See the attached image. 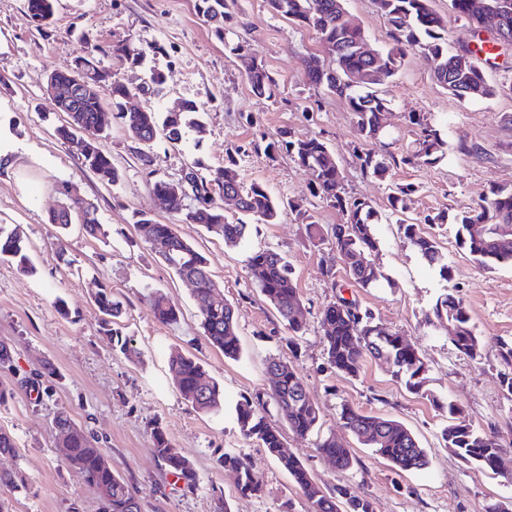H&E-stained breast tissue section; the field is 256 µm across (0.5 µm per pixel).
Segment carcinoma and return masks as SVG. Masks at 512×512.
Segmentation results:
<instances>
[{
  "label": "carcinoma",
  "instance_id": "cac0c4a2",
  "mask_svg": "<svg viewBox=\"0 0 512 512\" xmlns=\"http://www.w3.org/2000/svg\"><path fill=\"white\" fill-rule=\"evenodd\" d=\"M55 0H26L30 17L37 26H47L54 15ZM235 0H195V9L211 26L214 36L240 61L253 94L271 100L277 96L278 84L268 69L250 56L243 41L229 43L226 31L234 19ZM345 0H267L270 9L300 27L314 30L320 37L323 55L304 60L308 82L345 99L356 125L358 135L365 141L381 140L384 132V113L389 110L382 86L397 74L407 52L417 50L432 64L434 80L460 99L488 98L496 88L488 83L483 70L474 60L461 64L459 52L448 49L447 22L431 7L432 0H375L378 11L392 27L394 46L379 53L377 58L359 52L357 40L364 37L359 25L353 24L345 8ZM457 17L472 24L482 25L490 12L505 13L504 27L512 36V0H450ZM162 52L157 44L140 47L132 40L108 45L101 49L134 64H140L146 51ZM78 82L81 92L69 91L70 84ZM107 84L112 91L115 118L126 129L129 137L142 145L138 157L142 165L152 169L160 156L154 150L163 138L176 146L183 142L186 129L201 131L200 106L185 101L176 108L161 111L154 107L126 110L122 101L130 95L152 98L159 95L163 76L152 69L137 86L124 82L117 74L103 69L92 58L78 56L72 67L55 70L47 77L46 89L53 96L58 111L67 116L66 123L56 128L57 138L68 144L80 143L78 152L82 163L98 178L112 185L120 182V172L112 163V156L102 148L104 128L101 114L104 104L99 88ZM415 126L413 146L401 156L403 164L433 167L448 155V141L438 129L421 114L409 115ZM253 150L269 158L280 154L290 156L309 176L308 191L328 206L336 209L342 222L331 227V250L357 288H372L385 275L372 255L379 249L374 225L379 217L369 202L349 196L343 188V173L327 145L317 137L292 140L286 133L263 144H253ZM239 149L226 152L224 166L202 169L194 161L187 165L195 183L191 194L177 192L171 180L158 179L150 184L153 193L167 199V210L184 224H199L224 238L227 244H238L248 234L249 226L276 224L284 210L296 213L306 225L312 245L324 241L322 226L308 211L297 209L294 202L283 203L271 195L261 182L241 181L238 174ZM361 165L378 180H387L389 166L370 153L359 157ZM64 196V207L51 222L66 229L73 224L82 227L91 237L105 234L96 206L85 200L71 198L70 185L58 186ZM415 192L411 185L391 190L388 201L391 214L396 216L405 242L430 265H440V273H448V265L441 263V251L436 234L421 228L423 224L457 225L456 240L471 257L488 271L503 264L512 265V189L493 187L477 207L448 217L443 213L427 214L411 222L404 218L408 201ZM231 194L238 198V217H228L217 199ZM137 229L151 249L180 277L193 279L194 301L201 320L204 336L209 344L237 359L240 343L233 304L224 299L223 291L212 278L208 259L191 243L182 238L173 224H159L145 216L136 221ZM6 260L25 274L35 272L28 248L18 230L9 232L0 226V261ZM252 284L288 326V346H297L298 338L306 333V324L293 313L301 306L292 268L277 249L266 247L251 253L247 263ZM155 317L164 324H174L180 318L179 307L162 291L147 294ZM94 302L102 314V332L116 341L119 351L130 356L136 353L132 341L121 338L113 328L124 313L123 302L108 288L100 289ZM434 322L451 327L448 341L460 353L476 357L483 349V338L476 335L470 316L461 298L447 293L438 298L433 309ZM323 353L330 366L344 374L358 373L365 357L379 359L392 369V375L413 393L425 395L438 409L448 413V425L442 430V439L448 450L484 470L498 469L501 445L495 436L475 430L460 421L461 409L452 401L436 398L427 389L425 363L417 348L399 333L383 324L373 313L361 309L354 300L340 297L324 305L320 311ZM500 364L503 366L502 384L512 395V339L498 338ZM180 394L191 406L202 413H214L224 406V388L204 377L201 364L178 350L169 355ZM267 373L273 376L270 391L244 396L235 406V417L242 435L254 439L275 458L288 473L293 483L311 504L312 512H374L373 502L347 487L334 493H325L298 458L282 451V433L264 415L266 400H271L283 413L288 428L298 436L319 431L320 412L294 366L283 360H272ZM341 419L344 428L360 444L371 448L401 471L420 470L429 464L426 451L420 447L413 433L401 422L372 415L343 405ZM58 441L71 449L67 465L75 470L83 482L101 494L104 512H141L136 493L128 483L112 471V463L98 445L94 435L68 413L60 412L54 419ZM154 454L160 465L183 481L184 486H197L198 475L193 464L174 447L165 429L153 427ZM315 447L322 456L333 459L336 468L347 470L353 464L349 448L334 434L317 437ZM220 467L234 474L237 487L244 495L258 496L262 486L252 465L241 454L224 453L218 459Z\"/></svg>",
  "mask_w": 512,
  "mask_h": 512
}]
</instances>
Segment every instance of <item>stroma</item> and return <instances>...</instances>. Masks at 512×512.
I'll use <instances>...</instances> for the list:
<instances>
[{
    "label": "stroma",
    "mask_w": 512,
    "mask_h": 512,
    "mask_svg": "<svg viewBox=\"0 0 512 512\" xmlns=\"http://www.w3.org/2000/svg\"><path fill=\"white\" fill-rule=\"evenodd\" d=\"M370 46L384 51L393 44L391 27L374 0H346ZM233 38L246 41L278 83L276 100L255 97L234 56L197 16L193 0H57L53 24L43 30L32 22L25 0H0V225L20 228L35 265L34 275L0 263V343L13 360L0 365V384L15 394L0 405V429L19 448L0 456V470L15 472L24 486L0 488L7 512H103L94 491L65 463L53 421L68 412L101 441L112 469L138 491L141 512H212V490L220 488L231 512H278L290 502L293 512L311 505L277 461L239 431L234 406L241 397L267 389L266 364L287 359L304 379L317 403L322 433L341 437L354 457L349 470L318 455L315 439L296 437L283 415L268 406V420L283 432L285 450L300 458L324 492L348 485L367 494L376 512H486L489 504H512V396L500 383L501 365L490 341L512 338V265L487 271L459 247L456 228L446 224L437 234L449 267L441 276L405 243L390 217L389 189L411 184L415 192L410 217L455 215L476 206L491 187H512V47L500 49L497 64L485 65L496 95L460 100L441 88L430 64L409 53L385 87L389 101L383 143L363 141L344 98L308 83L303 61L320 52L315 31L272 12L266 0H238ZM138 38L158 42L163 50L143 66L101 55L100 47ZM98 58L103 68L128 80L143 78L146 68L165 75L162 99L168 107L191 100L202 105L203 132L187 129L182 145L157 141L156 173L141 165L135 144L113 116H106L102 145L118 167L121 181L111 185L85 168L70 145L55 136L64 116L46 90L51 71L70 65L75 56ZM412 113L430 117L448 142V155L432 167L402 164L415 132ZM293 137L320 138L335 155L348 195L367 200L382 217L375 225L380 242L377 263L387 278L364 290L338 274L339 288L323 275L335 262L329 244L312 246L294 214L276 224L251 225L237 246L196 224L178 226L179 234L206 256L214 281L235 306L241 354L224 358L206 341L194 303L193 286L180 279L151 250L135 222L147 214L157 223L175 222L153 194V177L171 178L191 160L223 166L227 148L240 147L238 173L244 182L259 181L279 199L298 202L323 227L339 223L336 209L307 191L306 172L288 156L271 160L254 152L252 142L279 131ZM373 152L389 162V180L363 170L359 154ZM66 181L93 202L104 235L90 237L79 226L63 230L51 224L63 197L56 189ZM273 247L287 255L302 300L299 311L307 332L296 350L288 348V329L252 285L249 255ZM111 289L124 304L118 328L133 340L135 356L113 349L101 332V314L93 302L98 289ZM166 293L180 308L175 325L158 322L144 297L148 289ZM463 298L478 335L489 344L480 357L459 353L445 328L426 316L438 297ZM356 299L384 324L399 331L420 351L427 366V387L455 401L467 423L495 432L504 448L500 469H479L445 448L441 431L445 412L425 396L408 391L388 366L366 360L356 377L331 368L323 354L319 312L336 296ZM64 299L61 316L56 299ZM180 350L199 358L208 377L224 387L219 412H196L181 396L169 367V354ZM52 377L30 388L43 364ZM402 422L426 448L430 463L418 471H397L373 449L346 432L342 405ZM161 425L176 448L193 463L196 488L189 489L166 473L154 455V425ZM226 452L248 457L263 487L258 496L241 495L232 473L218 469Z\"/></svg>",
    "instance_id": "stroma-1"
}]
</instances>
